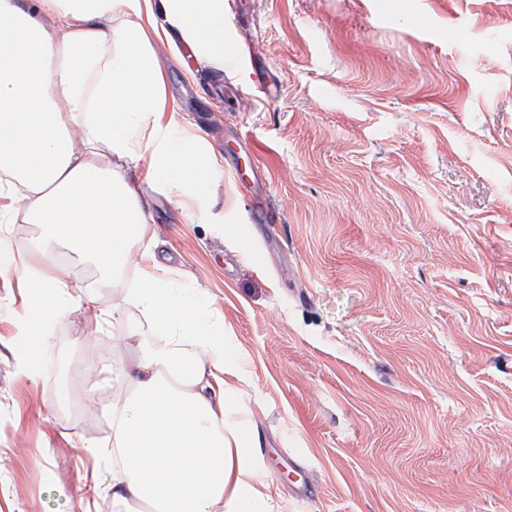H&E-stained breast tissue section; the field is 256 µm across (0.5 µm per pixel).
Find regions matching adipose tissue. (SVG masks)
Instances as JSON below:
<instances>
[{
	"instance_id": "obj_1",
	"label": "adipose tissue",
	"mask_w": 512,
	"mask_h": 512,
	"mask_svg": "<svg viewBox=\"0 0 512 512\" xmlns=\"http://www.w3.org/2000/svg\"><path fill=\"white\" fill-rule=\"evenodd\" d=\"M178 33L224 66V0H0V223L20 198L38 229L40 265L16 262L0 239V266L39 288L38 334L93 305L69 280L61 249L93 263L101 279L137 264L140 307L155 333L119 365L112 394V509L132 512H280L263 475L259 426L245 404L247 375L234 337L192 284L158 275L144 237V200L113 158L147 151L152 180L200 201L216 161L202 137L173 136L152 38ZM81 129L82 148L72 134Z\"/></svg>"
}]
</instances>
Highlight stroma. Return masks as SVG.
<instances>
[{"label": "stroma", "mask_w": 512, "mask_h": 512, "mask_svg": "<svg viewBox=\"0 0 512 512\" xmlns=\"http://www.w3.org/2000/svg\"><path fill=\"white\" fill-rule=\"evenodd\" d=\"M234 65L153 42L175 135L218 161L212 218L148 178L146 242L245 356L282 512H512V0H225ZM465 33L451 39V30ZM270 87L258 92L257 81ZM107 309L112 281L66 256ZM0 268V512H113L112 388L152 330L124 307L32 334Z\"/></svg>", "instance_id": "1"}]
</instances>
